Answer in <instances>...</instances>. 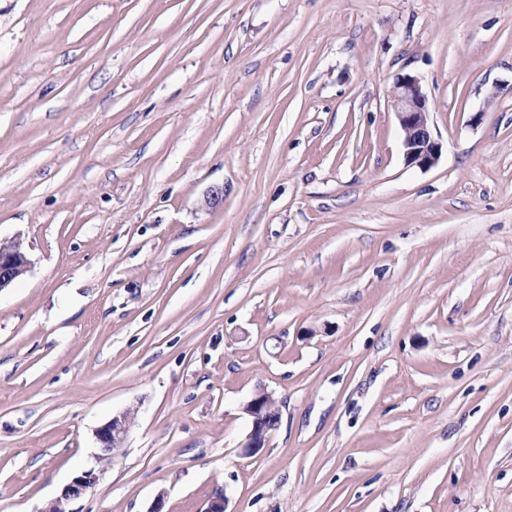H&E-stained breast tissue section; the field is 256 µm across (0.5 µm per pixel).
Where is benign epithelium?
<instances>
[{
  "label": "benign epithelium",
  "mask_w": 512,
  "mask_h": 512,
  "mask_svg": "<svg viewBox=\"0 0 512 512\" xmlns=\"http://www.w3.org/2000/svg\"><path fill=\"white\" fill-rule=\"evenodd\" d=\"M391 107L403 133V147L407 164L428 170L440 159L442 144L432 131V106L423 91L421 79L402 74L394 79L391 89ZM30 268V260L23 242L17 238H0V291L11 287ZM251 429L243 445L244 453L253 455L265 447L269 432L275 427L279 413L278 400L273 393L260 388L243 407ZM135 412L126 409L112 416L96 431L100 453L97 459L109 460L122 448L134 423ZM99 480L90 468L66 485L61 495L52 500L42 512H68L67 505L94 488Z\"/></svg>",
  "instance_id": "7a95c632"
}]
</instances>
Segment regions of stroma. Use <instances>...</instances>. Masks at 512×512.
I'll return each instance as SVG.
<instances>
[{"label": "stroma", "instance_id": "1", "mask_svg": "<svg viewBox=\"0 0 512 512\" xmlns=\"http://www.w3.org/2000/svg\"><path fill=\"white\" fill-rule=\"evenodd\" d=\"M0 237V512H512V0H0ZM391 107L403 133L405 161L420 169H430L440 159L442 144L432 131V106L421 79L402 74L394 79ZM30 268L23 242L17 238H0V292L10 288ZM249 417L251 429L242 446L245 455H253L265 448L269 432L277 422H273L279 413L278 400L272 392L264 388L258 389L243 407ZM135 412L126 409L112 416L108 422L96 431V439L100 453L99 462L111 460L122 448L134 423ZM98 480L99 475L95 469L90 468L83 471L63 488L61 495L52 500L43 512H69V510H66L67 505L72 500L81 498L94 488Z\"/></svg>", "mask_w": 512, "mask_h": 512}]
</instances>
